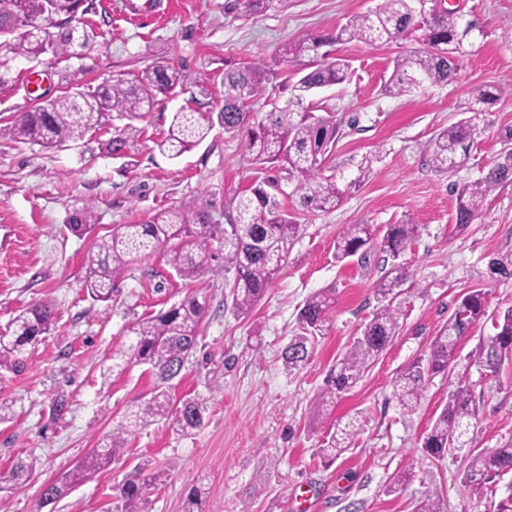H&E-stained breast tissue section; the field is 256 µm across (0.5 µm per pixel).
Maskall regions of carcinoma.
Segmentation results:
<instances>
[{"label": "carcinoma", "instance_id": "1", "mask_svg": "<svg viewBox=\"0 0 512 512\" xmlns=\"http://www.w3.org/2000/svg\"><path fill=\"white\" fill-rule=\"evenodd\" d=\"M245 15L268 10L273 0H235ZM84 0H0V37L5 38V53L0 56V85L6 83L9 62L17 57L36 60L50 51L55 55L72 56L86 46L89 35L69 27L79 11H88ZM49 17L60 20L57 33L40 24ZM424 32L425 47L400 55L395 60L393 76L385 90L394 95L416 91L427 84L447 83L456 78L460 56L484 32L474 20L465 21L460 13L438 7L437 0H381L368 13L351 17L330 36L303 35L281 48V58H312L314 70L290 84L289 98L281 107L250 127L251 115L245 102L256 95L262 84L273 76L264 64L256 61L224 70V106L218 120L224 128H248L246 150L259 162H280L290 176L301 178L298 190L305 208H334L341 191L333 182L309 184L336 139L333 117L317 113L315 103L304 100L318 90L344 83L349 66L345 60L320 52L324 46L342 41L365 44H386L402 40L410 34ZM188 76L174 66L156 62L144 70L134 82H104L92 92L71 97L59 96L47 107L37 106L23 112L0 127V137L16 143L37 144L52 148L82 139L89 131L104 125L112 117L129 120L143 117L155 103L156 96L181 87ZM505 88L481 84L470 90V116L439 132L426 145L430 164L436 171L452 173L463 165L470 147L472 132L484 112V106L496 101ZM212 127V117L200 112H178L174 115L160 148L172 157L191 150L202 142ZM512 181V150L503 151L497 163L480 181L456 188L455 224L462 227L478 216L484 186ZM208 203L189 201L175 209L161 210L142 224H124L112 234L99 237L85 256L84 288L96 301L112 299L116 283L128 265L161 250L167 263L180 279L193 281L215 259L212 242L224 244V265L215 271L235 272L229 284L234 308L247 316L266 289L288 261L300 225L280 209L274 197L262 185L242 192L224 195L226 224H212ZM71 228L84 233L94 224L89 205L70 217ZM418 232L415 224H389L381 241L384 268L375 294L377 306L362 334L336 364L322 389L328 401L351 387L398 335L399 313L392 306L394 291L411 277L407 267L398 262ZM367 224H347L336 242V257L343 260L355 256L371 240ZM207 299L189 295L160 309L143 321L136 331V342L112 356L115 366L139 363L155 370L158 383L151 397L128 407L125 420L112 433L99 438L95 448L71 470L45 487L36 512L56 503L67 491L84 481L88 475L118 458L124 447V435L136 428L159 420H170L177 430L189 434L204 424V407L194 400L175 401L170 381L177 377L197 338L208 312ZM331 307L326 294L308 298L299 313L301 334L285 348L287 366L296 367L310 356L308 345L323 330ZM486 293L480 289L461 295L448 321L434 337L427 363L416 361L400 374L394 395L407 411L420 403L425 377L445 374L450 377L448 399L431 429L423 439L422 448L434 457L450 451L449 444L459 440L468 444L467 435L473 408V389L469 380L456 371L455 349L471 329L486 318ZM55 323L52 305L36 302L13 319L11 334L0 336V368L16 369L22 355L35 346L41 336ZM495 334L483 339L472 354L473 360L497 375L504 362L512 358V306L493 319ZM328 446L320 449L322 457L332 461L349 448L357 434L356 420L351 418L332 426ZM512 472V441L490 452L471 451L466 470V483L474 490L493 483ZM145 480H128L120 489L122 512H134L147 490Z\"/></svg>", "mask_w": 512, "mask_h": 512}]
</instances>
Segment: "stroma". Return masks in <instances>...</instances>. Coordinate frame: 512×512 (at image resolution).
I'll use <instances>...</instances> for the list:
<instances>
[{"instance_id": "obj_1", "label": "stroma", "mask_w": 512, "mask_h": 512, "mask_svg": "<svg viewBox=\"0 0 512 512\" xmlns=\"http://www.w3.org/2000/svg\"><path fill=\"white\" fill-rule=\"evenodd\" d=\"M93 2L80 23L94 37L78 56L11 61L9 81L0 86V125L37 105L24 81L29 72L46 73L56 96L95 89L113 76L134 81L159 60L188 81L158 95L143 118L112 119L65 147L0 139V334L31 303L46 302L55 311L50 333L24 354L21 368L0 369V506L33 512L44 484L111 433L130 401L149 398L158 383L151 368L133 363L112 374V355L134 342L140 322L167 300L197 292L206 295L209 310L172 395L203 403V427L186 435L160 421L126 435L123 454L75 486L54 512H116L126 480L157 472L162 481L148 490L143 512H183L195 484L204 489L205 512H301L305 501L308 512H414L430 495L439 496L441 512H497L512 495V473L477 491L465 482V453L434 458L421 448L448 397L447 380L428 378L412 413L393 388L406 367L426 360L459 296L485 289L489 316L456 347L476 401L470 435L477 451L512 440V364L492 377L470 361L494 332L492 315L512 306V182L491 186L478 218L463 228L455 224L453 191L484 177L512 147V0H451L479 20L483 39L461 58L452 83L402 96L386 94L383 86L395 58L418 48L417 38L330 45V54L349 60L352 75L313 96L337 125L336 142L315 173L342 192L327 211L304 209L296 179L253 161L245 132L214 124L201 144L176 159L159 143L175 112L217 115L229 65L261 61L274 73L248 103L254 117L284 104L283 83L307 73L309 60L282 61V45L307 33H331L379 0H275L250 17L232 10V0ZM478 84L507 90L484 112L464 164L449 176L436 172L425 146L461 118L468 91ZM115 139L126 143L117 153ZM270 179L278 180L275 199L300 232L287 265L249 316L233 307L231 272L207 270L188 282L159 252L129 266L111 301L87 295L84 257L95 237L193 198L209 201L210 219L220 224L225 194ZM85 205L93 206L95 224L78 235L69 217ZM347 224L371 225L377 238L388 224H414L418 234L402 257L411 278L393 300L398 335L329 408L319 400L325 379L371 319L384 264L371 245L364 256L337 261L336 237ZM319 291L334 300L326 329L313 340L311 359L288 367L283 351L300 333L298 312ZM59 395L68 407L56 418L51 405ZM351 417L357 436L327 462L319 450L330 424ZM20 459L34 460L35 471L28 480L9 481ZM409 465L415 480L390 491Z\"/></svg>"}]
</instances>
